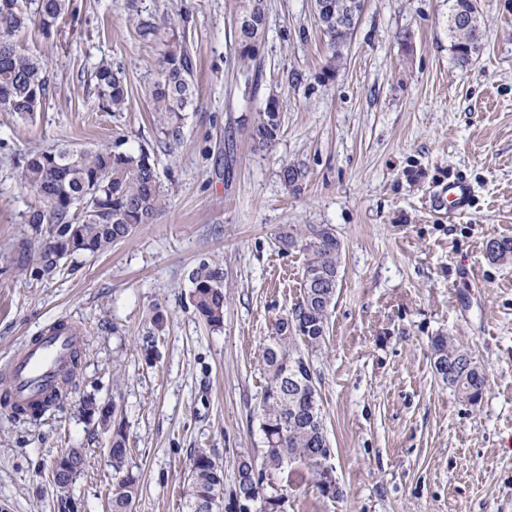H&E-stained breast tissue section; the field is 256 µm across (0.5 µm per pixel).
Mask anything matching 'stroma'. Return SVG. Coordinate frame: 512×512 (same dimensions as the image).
Listing matches in <instances>:
<instances>
[{"instance_id": "1", "label": "stroma", "mask_w": 512, "mask_h": 512, "mask_svg": "<svg viewBox=\"0 0 512 512\" xmlns=\"http://www.w3.org/2000/svg\"><path fill=\"white\" fill-rule=\"evenodd\" d=\"M450 0H367L340 61L330 59L313 0H266L255 56L235 36L238 0H68L51 34L14 33L49 75L30 118L0 110V368L50 323L82 332L84 356L53 409L18 420L0 410V512H109V435L82 408L115 398L134 512H185L190 459L206 449L232 490L240 457L260 458L261 347L300 299L305 256L282 249L290 227L329 225L342 242L325 345L311 356L331 464L342 494L323 495L301 464L264 481L287 512H512V262L485 244L512 237V0H478L479 52L459 67L448 37ZM183 22L198 96L179 143L168 142L148 90L165 19ZM150 23L159 36L143 39ZM123 70L124 111L98 108L91 73ZM277 97L280 135L266 152L254 116ZM122 136L159 162L165 210L110 249L64 260L53 277L20 269L42 240L25 224L18 153ZM307 173L300 191L281 167ZM462 178L476 195L449 214L435 197ZM224 268V324L198 320L189 273ZM478 267L472 280L465 271ZM167 322L158 356L139 344L153 311ZM450 336L480 361V404L436 375L430 341ZM88 451L66 489L48 464Z\"/></svg>"}]
</instances>
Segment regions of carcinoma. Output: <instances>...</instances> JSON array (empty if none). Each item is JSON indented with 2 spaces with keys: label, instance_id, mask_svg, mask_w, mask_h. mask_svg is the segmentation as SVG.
Instances as JSON below:
<instances>
[{
  "label": "carcinoma",
  "instance_id": "carcinoma-1",
  "mask_svg": "<svg viewBox=\"0 0 512 512\" xmlns=\"http://www.w3.org/2000/svg\"><path fill=\"white\" fill-rule=\"evenodd\" d=\"M65 9L66 0H0V109L25 118L42 106L49 93L46 70L20 50L12 34L31 23L48 34ZM242 10L251 14V23L237 28L240 55L245 59L253 57L265 33L264 0H245ZM467 12V0H453L448 12V36L461 67L480 50L483 39L478 28L467 35L462 33L459 20ZM195 70L185 34L170 27L149 97L161 132L172 143L183 138L185 114L195 103ZM91 80L99 108L112 112L126 108L128 90L120 68L102 59L94 67ZM280 129L279 102L271 97L252 123L253 150H268ZM127 143V139L118 137L103 147L61 144L18 156L20 181L41 202V206L29 209L24 223L37 231L49 225L48 238L37 249L40 273L52 276L63 259L77 253L106 251L140 225L153 223L165 205L158 163L147 149L130 148ZM305 177L299 165L288 164L281 170L282 182L294 191L300 189ZM500 241L498 253H486L492 263L512 260V238L502 237ZM280 242L303 252L305 263L301 299L277 318L263 346L266 385L258 407L265 439L261 466L248 456L241 457L233 489L226 494L224 469L205 449H198L189 466L185 512H243L248 503L254 505L255 512H284L285 495L266 493L263 476L284 470L290 461L304 464L320 492H327L321 458L330 453V446L308 354L321 349L326 341L328 313L340 276L342 243L332 236L329 227L311 224L284 234ZM189 281L193 313L210 326H221L225 302L222 266L203 259L191 270ZM164 324V315L156 311L140 336V348L148 361L156 355V333ZM431 347L435 373L448 388L463 400L483 397L486 374L469 369L473 357L468 350L448 336L434 337ZM100 406L94 397L84 401L86 413L112 428V512H133L139 479L128 466L124 419L117 403H112L110 419L101 415Z\"/></svg>",
  "mask_w": 512,
  "mask_h": 512
}]
</instances>
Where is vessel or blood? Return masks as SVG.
I'll use <instances>...</instances> for the list:
<instances>
[{"mask_svg":"<svg viewBox=\"0 0 512 512\" xmlns=\"http://www.w3.org/2000/svg\"><path fill=\"white\" fill-rule=\"evenodd\" d=\"M449 213L464 211L473 196L471 186L463 179L450 181L446 190ZM80 339L68 328H45L34 341L13 355L6 369L7 411L41 402L59 390L63 370Z\"/></svg>","mask_w":512,"mask_h":512,"instance_id":"vessel-or-blood-1","label":"vessel or blood"}]
</instances>
